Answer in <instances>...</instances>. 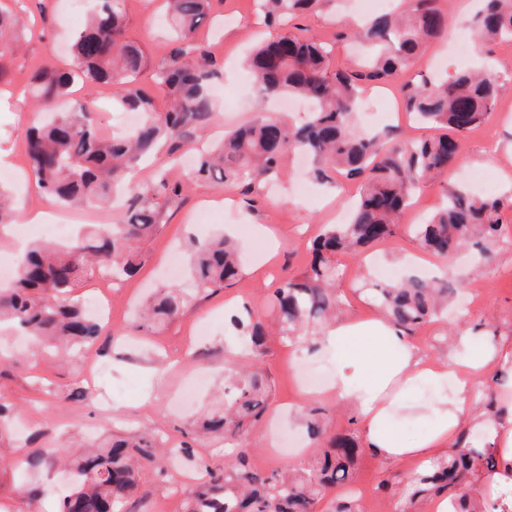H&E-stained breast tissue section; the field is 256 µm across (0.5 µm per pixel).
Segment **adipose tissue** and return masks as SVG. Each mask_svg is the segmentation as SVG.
<instances>
[{"mask_svg": "<svg viewBox=\"0 0 512 512\" xmlns=\"http://www.w3.org/2000/svg\"><path fill=\"white\" fill-rule=\"evenodd\" d=\"M457 344L465 360L441 363L427 359L383 318L338 321L318 340V355L332 363L325 392L358 403L366 443L383 461L442 455L464 426L476 443L489 444L512 461V429L473 411L482 371L493 361L511 360L512 348L491 341L475 344L464 337ZM419 380L433 386L434 395L422 403H406L403 394ZM397 415L431 419L433 428L420 439H404L388 425Z\"/></svg>", "mask_w": 512, "mask_h": 512, "instance_id": "obj_1", "label": "adipose tissue"}]
</instances>
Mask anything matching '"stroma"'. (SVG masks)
I'll use <instances>...</instances> for the list:
<instances>
[{
    "mask_svg": "<svg viewBox=\"0 0 512 512\" xmlns=\"http://www.w3.org/2000/svg\"><path fill=\"white\" fill-rule=\"evenodd\" d=\"M41 0H0V10H23L25 25L18 32V43L0 38V151L8 153L13 180L7 183L19 211H27L30 199L39 195L30 177V160L24 148V132L39 117V111L26 91L31 76L40 68L69 69L74 60L69 41L85 25L88 0H48L50 8L41 11ZM126 38L142 47L147 63L137 77L138 86L153 100L157 110H166L168 98L156 83L158 69L167 61L173 46L175 25L166 0H142L125 8ZM358 13L352 0H326L317 11L305 14L288 25L291 34L314 38L333 46V59L339 66L351 65L355 49L337 40L340 29L351 28ZM278 30L266 27L256 0H212L207 19L196 32L206 41L222 69L214 81L219 110V128L198 133V140L218 136L254 120L278 116L275 103L255 99L250 92L245 55L259 39L277 36ZM424 60L391 81L378 85L377 94L402 104V87L410 81L451 76L486 61L502 76L500 100L512 101V42L482 47L473 42L464 51L447 48L444 41L431 43ZM117 85L102 84L94 92L74 86L71 97L79 102L94 101L91 113L101 132L121 134L127 126V112L115 105ZM358 130L375 134L388 129L416 139L429 131L409 114L383 115L378 107L365 105L355 114ZM463 160L450 167L445 177L431 181L417 195L412 207L387 240L376 246L372 260H358L337 253L336 286L343 300V317L378 313L375 301L365 285L381 282V268L404 274L406 268L393 262V255L420 254L410 233L417 223L438 210L446 201L447 189L468 183V174L480 172L485 180L483 196L503 199L500 212L502 234L498 243L489 245L488 258L466 249L448 260L426 257L416 274L446 276L455 288L448 308L418 328L409 337L423 354L434 360L452 359L455 341L471 336L481 341L512 346V122L501 111H494L482 125L467 133L463 140ZM305 162L285 160L281 175L273 187H259L244 193L238 187H217L209 183L192 185L182 206L169 212L164 224L141 242L144 255L138 272L119 287L96 278L75 291L76 299L86 301L107 293V310L112 315L110 333L93 349L95 358L108 364V372L99 389L87 398L71 399L73 389L84 386L82 352L61 354L45 348L37 364L26 357L18 331L0 332V403L10 407L12 430L0 439V512H52L54 505L73 486L71 474L55 465L24 472L25 453L52 440L69 456L80 453L77 440H100L117 432L132 435L149 429L163 441L178 443L199 417L207 411L224 386V361L231 358L247 362L250 355L236 347L228 313L249 307L264 321H271L268 299L282 277L302 272L308 263L307 245L320 233L345 199L357 191V183L341 181L333 190L311 184L306 195H298L296 184L304 180ZM230 237L244 258L240 277L217 292H202L190 272H182L177 285L190 299L171 323L142 332L136 330L139 306L156 290L168 284L166 265L172 251H186L192 241L217 235ZM210 325L204 341H196L197 322ZM261 368L273 384L266 417L250 427L235 446L222 438H198L191 442V458L165 463L163 472H144L138 492L118 507V512H152L155 502L173 494H185L187 480L197 477L201 465L223 466L233 447L248 448L253 458L263 459L266 467L291 465L308 459L313 451L297 413L304 407L301 383L305 374L325 377L316 358L293 350L280 336L268 338V352ZM207 373L209 381L196 400L183 406L180 391L192 371ZM322 408L327 435L352 433L362 438L360 412L356 404L322 397L315 398ZM408 461L383 462L371 451L359 456L354 482L363 491L366 505L384 507L377 485L388 476H404Z\"/></svg>",
    "mask_w": 512,
    "mask_h": 512,
    "instance_id": "35a3bbf8",
    "label": "stroma"
}]
</instances>
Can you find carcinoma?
I'll use <instances>...</instances> for the list:
<instances>
[{
    "mask_svg": "<svg viewBox=\"0 0 512 512\" xmlns=\"http://www.w3.org/2000/svg\"><path fill=\"white\" fill-rule=\"evenodd\" d=\"M98 8L72 42V53L87 89L100 83L119 84L123 107L139 112L141 123L126 137L107 139L83 108L56 112L51 120L29 127L26 152L30 176L39 191L59 206L82 202L109 204L120 189L126 197L121 223L89 232L70 248L41 244L17 261L13 286L0 289V319L13 322L36 346L47 343L65 349L83 348L101 336V321L73 300L83 278L107 271L114 279L133 276L142 263L134 243L164 223L166 213L182 203L189 184L209 182L239 186L250 192L264 179L281 172L290 152L312 158V177L332 184L335 175L360 178L359 198L350 203L345 224H327L313 240L311 259L298 275L284 278L270 304L279 333L293 342L336 317L333 257L346 250L355 256L392 235L421 183L448 172L462 157L466 133L492 112L501 88V75L490 67L463 70L438 82L410 84L405 109L437 136L407 140L395 130L370 137L354 129L356 101L368 85L382 84L408 69L426 44L448 32V14L437 0H410L399 14L377 13L353 33L367 50L363 63L333 68L331 50L323 42L300 39L287 32L259 45L248 60L255 83L265 96L302 95L315 109L294 126L261 118L200 152L180 178L161 171L152 180L135 179L136 168L151 153L167 145L177 150L187 139L214 124L211 92L215 62L209 46L193 40L205 19L210 0H168L180 33V43L157 72L158 84L171 97L164 112L136 84L147 63L144 50L125 40V0H97ZM267 21L276 24L320 0H261ZM472 21L481 42L512 41V0H484ZM70 73L46 68L34 77L35 103L52 109L69 95ZM448 203L430 219L414 225L423 250L436 257L470 245L496 240L503 203L472 196L455 188ZM189 268L199 290L215 292L240 274L236 248L224 238L194 244ZM379 308L406 333L425 324L448 296V284L408 278L371 289ZM180 290H159L141 312L138 329L169 321L185 307ZM230 325L258 363L264 354L266 329L252 312L232 314ZM224 403L200 424L205 432L237 440L244 428L267 413L271 380L260 367H225ZM360 448L355 439L339 434L319 449L312 462L293 468L256 470L250 451L240 449L222 469H206L205 479L188 491L183 512H317L334 491L331 512H364L359 501L345 497ZM190 448L167 446L155 437L112 436L98 449L72 459L77 486L59 503L57 512H114L132 496L147 470ZM64 458L50 443L37 449L27 463L35 468ZM391 512H412L416 502L448 498V512H512V467L491 448L460 447L436 458L402 480L385 479Z\"/></svg>",
    "mask_w": 512,
    "mask_h": 512,
    "instance_id": "cac0c4a2",
    "label": "carcinoma"
}]
</instances>
